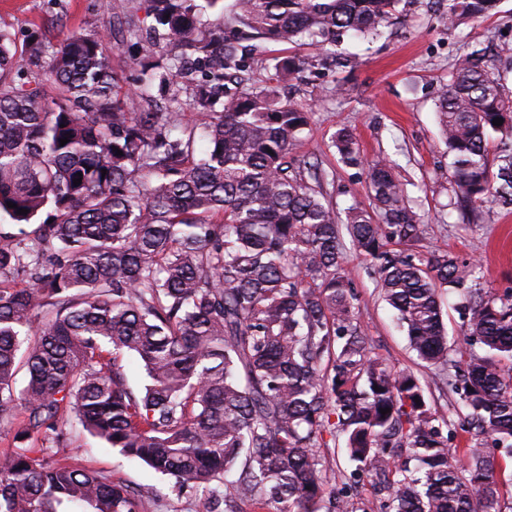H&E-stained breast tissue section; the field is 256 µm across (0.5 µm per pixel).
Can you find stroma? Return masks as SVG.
<instances>
[{
	"mask_svg": "<svg viewBox=\"0 0 512 512\" xmlns=\"http://www.w3.org/2000/svg\"><path fill=\"white\" fill-rule=\"evenodd\" d=\"M443 3L399 0L380 37L344 39L330 59L306 45L257 41L242 77L248 85L277 89L311 108L310 126L290 160L299 172L305 162L318 163L320 188L337 212L355 204L373 205L366 169L347 164L333 145L335 134L344 128L357 140L364 159L389 160L395 178L405 184L410 205L427 227L419 255L439 250L479 262L485 271L482 288L503 292L512 289V207L489 202L474 216L451 207V159L435 103L450 71L472 45L485 47L491 68H503L495 46L512 42V0H500L494 14L456 27L444 20ZM0 27L10 30L19 53L34 32L56 47L73 31L111 30L108 52L120 76L118 91L128 108L136 107L129 93L130 42L122 29L114 28L100 0H0ZM288 56L300 57L304 64L285 78L276 64ZM345 257L356 296L355 314L372 355L393 370L417 376L426 396L450 420L449 445L469 444L466 412L458 395L440 396L434 369L410 349L405 329L383 297L370 258L350 245ZM64 453L82 467L142 490L149 512L199 510L193 494L178 493L166 476L106 447L81 427H68Z\"/></svg>",
	"mask_w": 512,
	"mask_h": 512,
	"instance_id": "1",
	"label": "stroma"
}]
</instances>
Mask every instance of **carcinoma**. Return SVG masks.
<instances>
[{"instance_id":"1","label":"carcinoma","mask_w":512,"mask_h":512,"mask_svg":"<svg viewBox=\"0 0 512 512\" xmlns=\"http://www.w3.org/2000/svg\"><path fill=\"white\" fill-rule=\"evenodd\" d=\"M221 2L147 0L151 24L129 30L143 107L155 80L192 79L163 46L195 62L188 116L128 109L101 32H72L51 53L31 35L26 70L0 28V219L15 228L0 230V427L21 407L14 441L45 442L0 456V512H145L138 490L58 458L71 423L200 493L202 512H360L368 476L382 512H506L495 452L448 446L420 379L371 355L341 231L371 258L411 348L459 395L471 434L511 458L512 290L477 287L480 264L411 252L426 226L386 159L367 164L377 216L358 205L339 216L288 162L310 110L224 84L250 48L222 23L200 29ZM499 2L446 0L444 18L459 25ZM238 4L252 37L323 49L379 35L398 0ZM126 7L102 0L117 21ZM484 58L474 47L459 59L437 103L454 192L471 209L512 204V69ZM333 143L363 162L349 131ZM442 289L484 354L450 358ZM127 355L145 372L140 390ZM340 439L354 469L338 498L324 449Z\"/></svg>"}]
</instances>
